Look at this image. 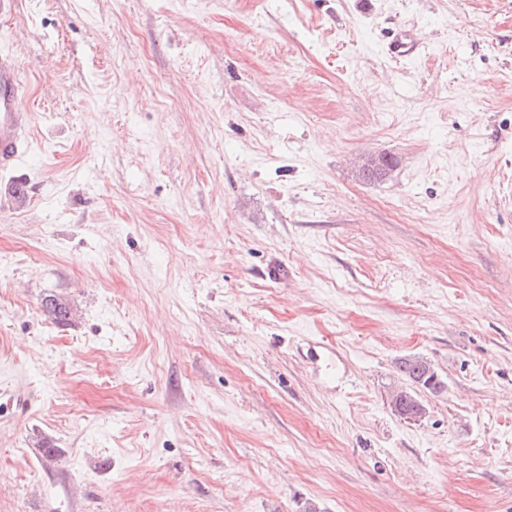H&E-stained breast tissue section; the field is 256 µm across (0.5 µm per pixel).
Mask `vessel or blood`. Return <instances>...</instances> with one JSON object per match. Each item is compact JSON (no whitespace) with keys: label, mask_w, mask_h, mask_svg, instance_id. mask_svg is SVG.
Returning <instances> with one entry per match:
<instances>
[{"label":"vessel or blood","mask_w":512,"mask_h":512,"mask_svg":"<svg viewBox=\"0 0 512 512\" xmlns=\"http://www.w3.org/2000/svg\"><path fill=\"white\" fill-rule=\"evenodd\" d=\"M34 114L21 103L20 76L10 53L0 51V171L13 172L30 147Z\"/></svg>","instance_id":"1"}]
</instances>
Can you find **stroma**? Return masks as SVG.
<instances>
[{
    "label": "stroma",
    "instance_id": "stroma-1",
    "mask_svg": "<svg viewBox=\"0 0 512 512\" xmlns=\"http://www.w3.org/2000/svg\"><path fill=\"white\" fill-rule=\"evenodd\" d=\"M0 50V512H512V0H15ZM34 117L21 103L20 76L11 54L0 51V171L14 172L21 166ZM41 307L44 314L58 324H66L72 321L75 315L69 303L55 295L45 296L41 300Z\"/></svg>",
    "mask_w": 512,
    "mask_h": 512
}]
</instances>
